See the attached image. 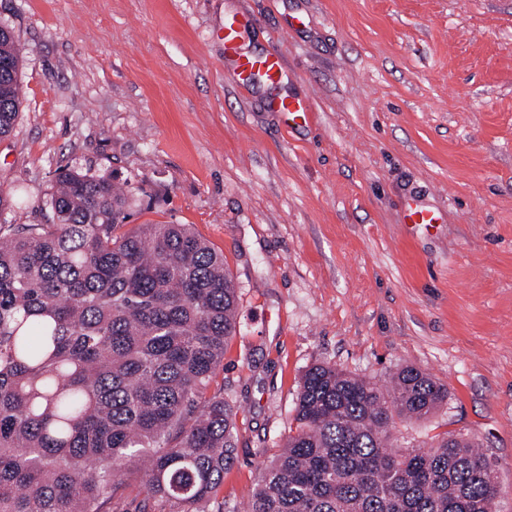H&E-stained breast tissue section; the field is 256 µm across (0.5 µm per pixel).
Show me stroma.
<instances>
[{
	"label": "stroma",
	"mask_w": 512,
	"mask_h": 512,
	"mask_svg": "<svg viewBox=\"0 0 512 512\" xmlns=\"http://www.w3.org/2000/svg\"><path fill=\"white\" fill-rule=\"evenodd\" d=\"M238 11L247 50L279 31L309 125L225 82ZM0 25L25 57L0 224L46 223L60 169L113 178L129 223L191 225L234 278L207 394L238 411L237 462L205 512H243L317 363L447 384L396 436L468 435L512 512V0H0ZM412 197L445 223H401Z\"/></svg>",
	"instance_id": "35a3bbf8"
}]
</instances>
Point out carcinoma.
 I'll return each mask as SVG.
<instances>
[{"label": "carcinoma", "mask_w": 512, "mask_h": 512, "mask_svg": "<svg viewBox=\"0 0 512 512\" xmlns=\"http://www.w3.org/2000/svg\"><path fill=\"white\" fill-rule=\"evenodd\" d=\"M23 53L0 26V139L23 107ZM49 224L0 225V512H106L136 481L203 512L237 461V410L206 389L237 330V288L188 224L126 227L124 185L63 169ZM448 386L404 366L384 390L320 363L245 512H492L497 472L445 433L393 444Z\"/></svg>", "instance_id": "cac0c4a2"}]
</instances>
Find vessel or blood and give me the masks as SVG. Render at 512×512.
<instances>
[{
	"label": "vessel or blood",
	"instance_id": "vessel-or-blood-1",
	"mask_svg": "<svg viewBox=\"0 0 512 512\" xmlns=\"http://www.w3.org/2000/svg\"><path fill=\"white\" fill-rule=\"evenodd\" d=\"M257 25L254 15L239 12L225 17L220 30L224 41V72L241 91L276 86L285 74L284 62L276 46H269L257 54L242 50L245 34ZM268 107L290 122L305 123L311 118L312 108L306 98L278 95L269 98ZM402 221L406 224H440L444 221V215L440 211L415 204L405 208Z\"/></svg>",
	"mask_w": 512,
	"mask_h": 512
}]
</instances>
